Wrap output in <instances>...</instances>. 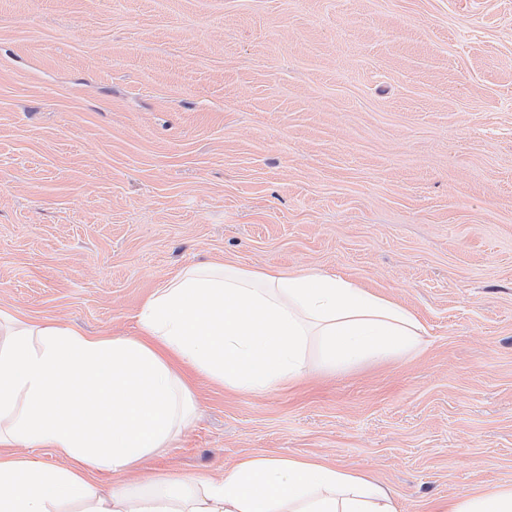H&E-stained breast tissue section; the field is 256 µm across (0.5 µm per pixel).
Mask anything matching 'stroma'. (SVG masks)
<instances>
[{"label": "stroma", "instance_id": "obj_1", "mask_svg": "<svg viewBox=\"0 0 512 512\" xmlns=\"http://www.w3.org/2000/svg\"><path fill=\"white\" fill-rule=\"evenodd\" d=\"M212 260L338 274L421 343L191 377L151 472L321 460L398 512L512 487V0H0V308L134 336Z\"/></svg>", "mask_w": 512, "mask_h": 512}]
</instances>
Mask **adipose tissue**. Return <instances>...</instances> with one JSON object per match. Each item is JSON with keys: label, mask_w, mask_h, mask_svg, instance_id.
<instances>
[{"label": "adipose tissue", "mask_w": 512, "mask_h": 512, "mask_svg": "<svg viewBox=\"0 0 512 512\" xmlns=\"http://www.w3.org/2000/svg\"><path fill=\"white\" fill-rule=\"evenodd\" d=\"M0 512H396L379 485L311 459L256 454L223 479L157 476L146 462L193 412L188 373L242 393L292 384L317 348L327 371L414 351L419 321L339 275L208 263L157 288L139 333L112 339L30 325L0 309ZM48 448L65 466L10 455ZM139 471L102 492L98 478ZM437 512H512V488L442 502Z\"/></svg>", "instance_id": "1"}]
</instances>
